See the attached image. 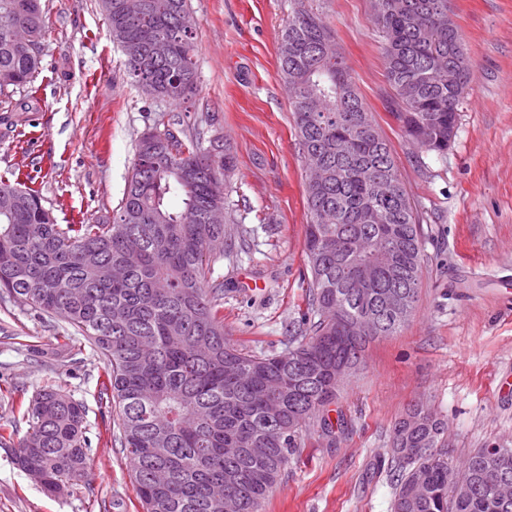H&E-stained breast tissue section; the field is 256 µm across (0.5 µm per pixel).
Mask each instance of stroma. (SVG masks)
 <instances>
[{"label":"stroma","mask_w":512,"mask_h":512,"mask_svg":"<svg viewBox=\"0 0 512 512\" xmlns=\"http://www.w3.org/2000/svg\"><path fill=\"white\" fill-rule=\"evenodd\" d=\"M54 32L40 51L25 125H0V176L30 178L60 224L111 215L140 135L165 122L230 146L228 238L209 285L224 286V333L280 352L306 309V173L277 39L294 0H190L198 89L173 104L128 78L97 0H42ZM336 36L363 100L390 142L423 216L425 262L416 311L367 348L329 405L333 435L308 430L264 512H391L389 434L414 403L448 423V457L512 448V0H449L471 60L469 89L447 153L418 150L390 116L383 38L370 0H313ZM0 428L25 434L31 397L56 384L86 407V474L51 497L0 445V512H143L118 440V410L103 393L105 364L63 318L0 300Z\"/></svg>","instance_id":"obj_1"}]
</instances>
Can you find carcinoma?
<instances>
[{"label": "carcinoma", "mask_w": 512, "mask_h": 512, "mask_svg": "<svg viewBox=\"0 0 512 512\" xmlns=\"http://www.w3.org/2000/svg\"><path fill=\"white\" fill-rule=\"evenodd\" d=\"M127 73L152 97L178 103L197 87L194 37L178 27L188 0H144L139 16L123 0H99ZM384 38L390 114L407 138L428 127L427 151H448V131L469 84L470 62L458 29H448V0H372ZM52 31L41 0H0V98L33 82L40 51ZM22 32L29 44L17 38ZM167 37L172 50L153 58L149 43ZM334 35L308 0H295L278 38V75L290 93L301 157L324 166V178L305 188L309 216L305 257L307 310L288 349L254 352L224 334V285L205 287L213 253L225 238L207 212L226 206L225 179L235 166L229 148H205L153 127L150 150L136 144L120 206L98 224H58L39 191L0 177V193L17 197L0 214V298L30 302L63 316L103 357L119 408V442L132 465L145 512H224L214 489L233 480L241 512H262L288 460L315 425L333 432L324 416L336 398V367L356 370L372 338L353 324L367 316L381 335L404 321L388 315L396 289L418 296L425 235L423 218L399 177L391 144L382 136L338 52ZM458 62L459 86L448 88L441 67ZM171 195L182 197L179 210ZM374 209L379 224L364 220ZM364 235L386 256L362 288L351 287L356 261L322 248V240ZM405 416L390 431L389 462L397 474L392 512H512L497 487L512 481V448L492 462L474 449L453 467L441 447L437 416ZM28 425L14 452L20 470L39 471L56 495L82 481L88 440L82 402L51 385L26 409ZM242 448L232 459L231 446ZM252 448H263L255 457ZM170 481H150L156 468Z\"/></svg>", "instance_id": "obj_1"}]
</instances>
